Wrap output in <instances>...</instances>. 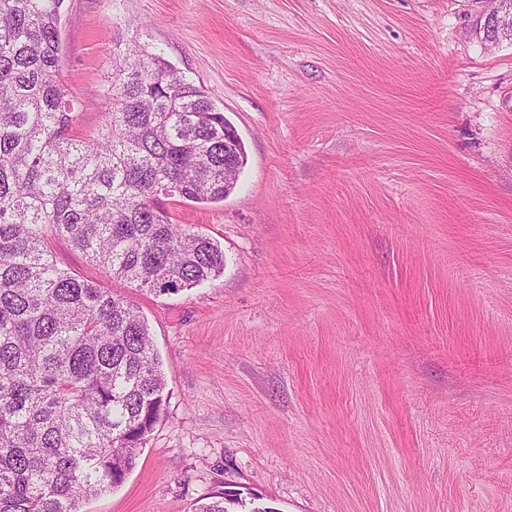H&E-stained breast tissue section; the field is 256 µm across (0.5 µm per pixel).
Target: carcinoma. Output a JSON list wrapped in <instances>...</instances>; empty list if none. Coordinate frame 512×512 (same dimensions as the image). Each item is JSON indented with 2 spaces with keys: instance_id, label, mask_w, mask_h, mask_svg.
Here are the masks:
<instances>
[{
  "instance_id": "obj_1",
  "label": "carcinoma",
  "mask_w": 512,
  "mask_h": 512,
  "mask_svg": "<svg viewBox=\"0 0 512 512\" xmlns=\"http://www.w3.org/2000/svg\"><path fill=\"white\" fill-rule=\"evenodd\" d=\"M64 0H0V512H82L121 485L165 413L161 361L133 303L71 274L62 237L158 295L218 276L224 250L158 199L216 203L224 132L202 87L162 53L113 59L93 140L60 69ZM224 489L195 512H236Z\"/></svg>"
}]
</instances>
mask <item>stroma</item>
<instances>
[{"instance_id": "stroma-1", "label": "stroma", "mask_w": 512, "mask_h": 512, "mask_svg": "<svg viewBox=\"0 0 512 512\" xmlns=\"http://www.w3.org/2000/svg\"><path fill=\"white\" fill-rule=\"evenodd\" d=\"M476 0H65L61 69L97 136L113 50L159 52L246 153L218 203L161 199L224 271L129 287L162 420L84 512H512V42ZM242 494L240 490L225 488L205 498L207 501L200 503L195 512H236L239 500H246Z\"/></svg>"}]
</instances>
